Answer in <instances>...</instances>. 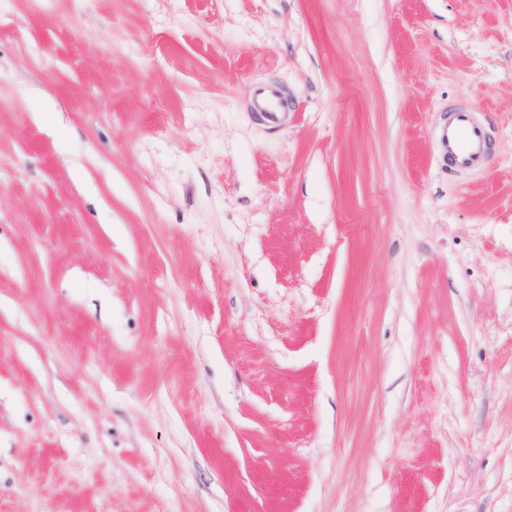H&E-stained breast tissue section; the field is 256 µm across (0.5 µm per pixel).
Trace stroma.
I'll return each instance as SVG.
<instances>
[{"label":"stroma","instance_id":"1","mask_svg":"<svg viewBox=\"0 0 512 512\" xmlns=\"http://www.w3.org/2000/svg\"><path fill=\"white\" fill-rule=\"evenodd\" d=\"M0 512H512V0H0ZM254 106L267 118L274 120L282 112V101L278 92L269 87H257L253 91ZM441 144L448 158L461 171L478 168L486 154L485 132L469 109L452 113L448 127L442 133Z\"/></svg>","mask_w":512,"mask_h":512}]
</instances>
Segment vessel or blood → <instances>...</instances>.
<instances>
[{"instance_id": "obj_1", "label": "vessel or blood", "mask_w": 512, "mask_h": 512, "mask_svg": "<svg viewBox=\"0 0 512 512\" xmlns=\"http://www.w3.org/2000/svg\"><path fill=\"white\" fill-rule=\"evenodd\" d=\"M253 100L257 111L270 119L276 118L283 109L278 92L269 87L255 88ZM441 144L454 166L462 171L478 168L486 154L485 132L469 109L452 113Z\"/></svg>"}]
</instances>
